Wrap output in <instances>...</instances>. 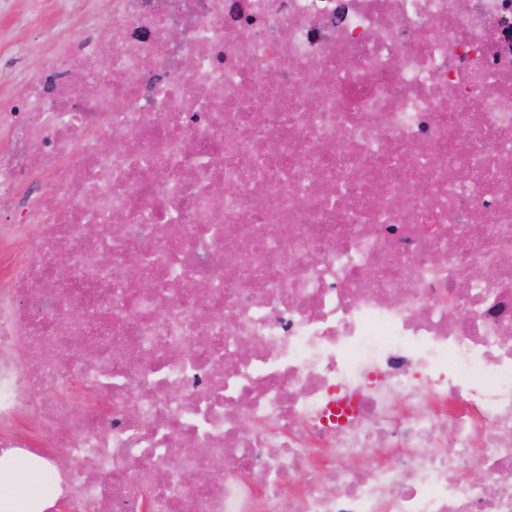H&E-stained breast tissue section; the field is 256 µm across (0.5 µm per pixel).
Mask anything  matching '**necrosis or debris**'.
<instances>
[{"instance_id":"4bbe7bcc","label":"necrosis or debris","mask_w":512,"mask_h":512,"mask_svg":"<svg viewBox=\"0 0 512 512\" xmlns=\"http://www.w3.org/2000/svg\"><path fill=\"white\" fill-rule=\"evenodd\" d=\"M103 22L0 106V454L67 512H512V0Z\"/></svg>"}]
</instances>
